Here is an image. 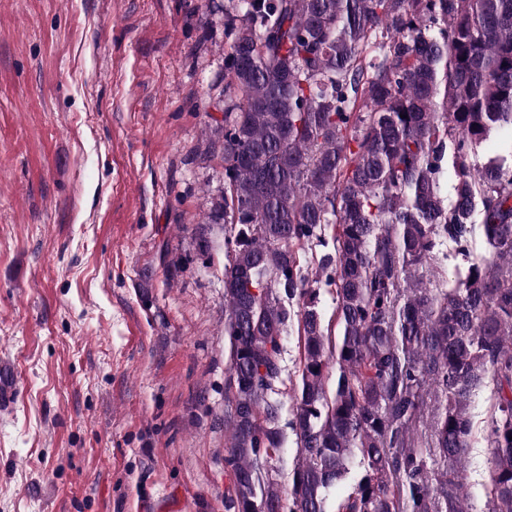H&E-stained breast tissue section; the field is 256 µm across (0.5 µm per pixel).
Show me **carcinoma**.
Returning a JSON list of instances; mask_svg holds the SVG:
<instances>
[{
	"mask_svg": "<svg viewBox=\"0 0 512 512\" xmlns=\"http://www.w3.org/2000/svg\"><path fill=\"white\" fill-rule=\"evenodd\" d=\"M224 31V505L328 512L356 465L336 512H473L469 409L491 382L486 504L512 512V143L479 154L512 129V0H231ZM450 243L467 270L446 288ZM317 247L323 280L301 264ZM294 322L283 493L261 465L283 449L273 394Z\"/></svg>",
	"mask_w": 512,
	"mask_h": 512,
	"instance_id": "carcinoma-1",
	"label": "carcinoma"
}]
</instances>
